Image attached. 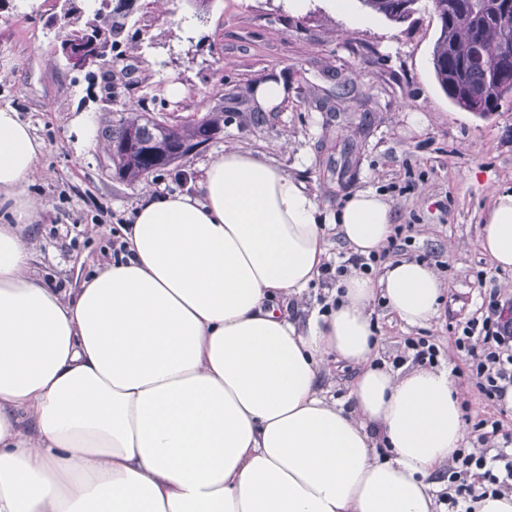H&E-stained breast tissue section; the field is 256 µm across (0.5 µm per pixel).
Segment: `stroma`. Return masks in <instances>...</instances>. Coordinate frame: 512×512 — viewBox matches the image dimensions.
<instances>
[{
  "instance_id": "stroma-1",
  "label": "stroma",
  "mask_w": 512,
  "mask_h": 512,
  "mask_svg": "<svg viewBox=\"0 0 512 512\" xmlns=\"http://www.w3.org/2000/svg\"><path fill=\"white\" fill-rule=\"evenodd\" d=\"M60 7L61 0H0V108L15 109L44 145L27 188L38 208L23 229L34 275L78 288L107 262L113 227L142 196L193 190L200 166L230 148L303 181L330 210L372 187L411 240L406 257H424L443 283L439 313L425 327L375 303L377 362L391 365L406 340L426 339L464 394L462 414L488 417L454 329L487 291L512 301V273L495 269L480 247L492 191L512 188V100L483 118L448 99L433 71L436 14L397 23L361 0L336 10L309 0L296 14L282 0H214L205 12L186 0H138L118 46L80 70L56 49ZM186 17L192 30L182 27ZM275 75L288 85L277 109L235 107ZM171 83L184 87L183 97L166 93ZM219 93L226 112L217 139L133 184L109 169L106 126L143 112L190 120ZM413 110L426 125L410 124ZM345 162L350 169L338 177Z\"/></svg>"
}]
</instances>
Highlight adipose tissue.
Listing matches in <instances>:
<instances>
[{
    "mask_svg": "<svg viewBox=\"0 0 512 512\" xmlns=\"http://www.w3.org/2000/svg\"><path fill=\"white\" fill-rule=\"evenodd\" d=\"M43 145L0 109V512H443L426 478L460 448L445 368L375 364L369 308L427 325L443 284L401 259L351 273L336 306L290 308L319 275L325 229L356 253L385 246L375 189L330 212L249 153L201 167L194 191L143 196L127 253L72 300L31 272L18 230ZM481 247L512 271V191L495 193ZM355 366L351 407L330 362Z\"/></svg>",
    "mask_w": 512,
    "mask_h": 512,
    "instance_id": "obj_1",
    "label": "adipose tissue"
}]
</instances>
